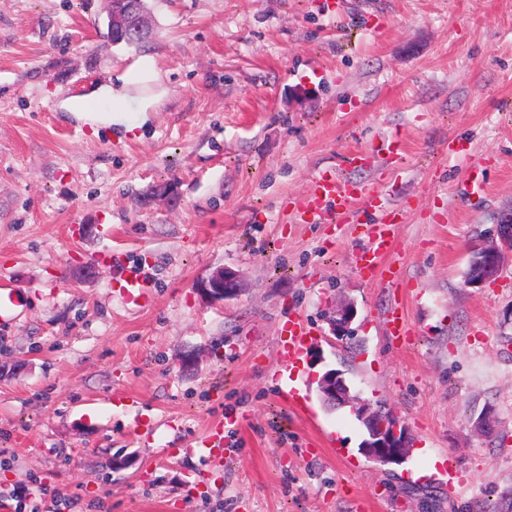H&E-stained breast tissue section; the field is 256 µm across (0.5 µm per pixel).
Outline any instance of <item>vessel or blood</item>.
<instances>
[{"label":"vessel or blood","instance_id":"b4317fda","mask_svg":"<svg viewBox=\"0 0 512 512\" xmlns=\"http://www.w3.org/2000/svg\"><path fill=\"white\" fill-rule=\"evenodd\" d=\"M376 194L365 191L357 195L351 183L344 178L330 176L317 179L311 186L308 197L298 209V221L302 224H324L335 215L352 210L357 201L372 203ZM392 221L365 225L362 236L364 248L359 256V268L366 277H378L387 283H397L400 268L394 257L396 240L392 232ZM313 334L312 328L300 318L288 324V338L283 345L282 357L285 368H298L304 347Z\"/></svg>","mask_w":512,"mask_h":512}]
</instances>
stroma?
Returning <instances> with one entry per match:
<instances>
[{
    "instance_id": "stroma-1",
    "label": "stroma",
    "mask_w": 512,
    "mask_h": 512,
    "mask_svg": "<svg viewBox=\"0 0 512 512\" xmlns=\"http://www.w3.org/2000/svg\"><path fill=\"white\" fill-rule=\"evenodd\" d=\"M0 0V512H478L512 491V261L470 286L512 208V0ZM146 69L123 86L131 69ZM110 84L145 125L92 135L67 100ZM456 159H449V149ZM376 187L332 224L323 174ZM485 191L465 196L463 184ZM396 218L401 287L363 278L358 222ZM122 263L148 281L128 303ZM228 268L240 296L208 298ZM348 302L349 339L326 315ZM400 306L408 342L387 333ZM315 335L295 375L289 321ZM342 370L414 438L364 457ZM295 385L311 411L289 405ZM486 409L493 432L473 421ZM224 436L223 463L201 447ZM118 457L129 458L122 470ZM464 484L448 490V470ZM116 1H122L116 5ZM108 34L118 37L128 44L141 42L149 30L152 22L143 0H104ZM351 183L341 177L317 179L298 209L299 224H324L352 210L359 198ZM318 382L320 398L325 405L351 406L362 420L368 423L373 420L377 409H373L371 404L362 402L357 395L352 394L351 386L342 372L337 369L327 370Z\"/></svg>"
}]
</instances>
